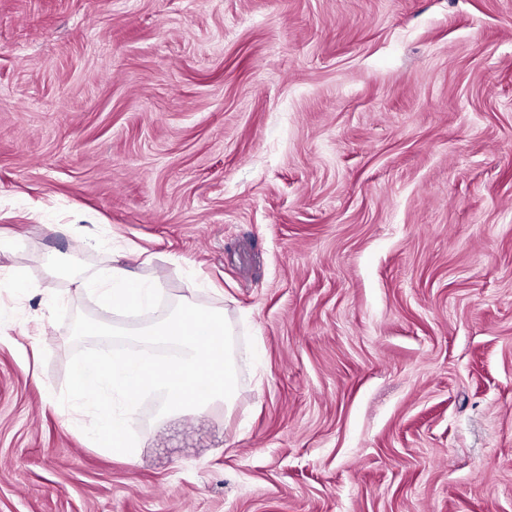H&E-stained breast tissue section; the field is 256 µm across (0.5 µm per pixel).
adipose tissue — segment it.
Segmentation results:
<instances>
[{
    "instance_id": "ef3b65f1",
    "label": "adipose tissue",
    "mask_w": 512,
    "mask_h": 512,
    "mask_svg": "<svg viewBox=\"0 0 512 512\" xmlns=\"http://www.w3.org/2000/svg\"><path fill=\"white\" fill-rule=\"evenodd\" d=\"M90 290L103 306L134 309L150 304L158 288L139 278L126 255L117 254L112 258L104 283L91 285Z\"/></svg>"
}]
</instances>
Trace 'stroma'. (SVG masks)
Listing matches in <instances>:
<instances>
[{"mask_svg": "<svg viewBox=\"0 0 512 512\" xmlns=\"http://www.w3.org/2000/svg\"><path fill=\"white\" fill-rule=\"evenodd\" d=\"M0 231V512H512V0H0ZM185 302L236 399L127 461L70 320ZM80 288L95 293L104 307L127 309L150 304L159 290L156 285L141 280L123 254L112 257V266L102 285L84 282Z\"/></svg>", "mask_w": 512, "mask_h": 512, "instance_id": "stroma-1", "label": "stroma"}]
</instances>
